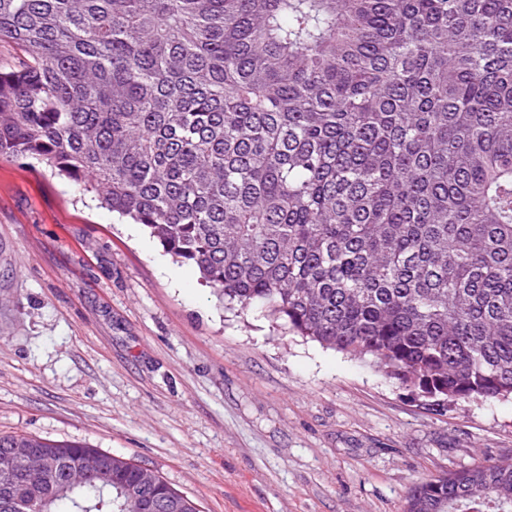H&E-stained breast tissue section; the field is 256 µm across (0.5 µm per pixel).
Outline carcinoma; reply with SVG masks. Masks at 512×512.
<instances>
[{
    "label": "carcinoma",
    "mask_w": 512,
    "mask_h": 512,
    "mask_svg": "<svg viewBox=\"0 0 512 512\" xmlns=\"http://www.w3.org/2000/svg\"><path fill=\"white\" fill-rule=\"evenodd\" d=\"M0 155L145 225L264 309L433 401L512 399V0H0ZM41 448L40 512H200L114 454ZM11 482L0 512H27ZM404 512H512V458Z\"/></svg>",
    "instance_id": "cac0c4a2"
}]
</instances>
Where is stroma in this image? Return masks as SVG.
I'll use <instances>...</instances> for the list:
<instances>
[{
	"instance_id": "1",
	"label": "stroma",
	"mask_w": 512,
	"mask_h": 512,
	"mask_svg": "<svg viewBox=\"0 0 512 512\" xmlns=\"http://www.w3.org/2000/svg\"><path fill=\"white\" fill-rule=\"evenodd\" d=\"M0 433L130 458L202 512H403L427 478L512 458V401L439 412L225 309L142 225L4 155Z\"/></svg>"
}]
</instances>
